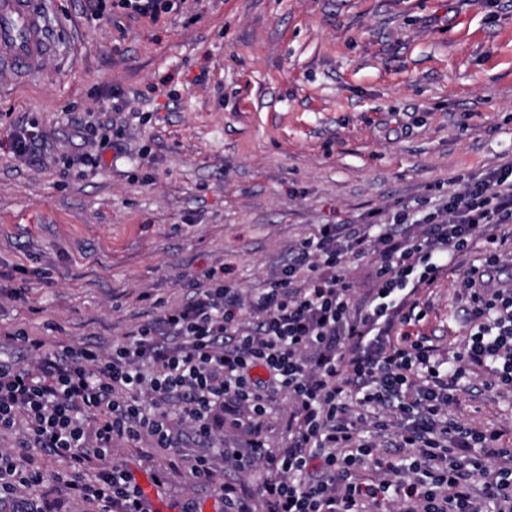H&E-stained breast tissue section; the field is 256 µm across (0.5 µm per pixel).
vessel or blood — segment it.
Returning a JSON list of instances; mask_svg holds the SVG:
<instances>
[{"label": "vessel or blood", "mask_w": 512, "mask_h": 512, "mask_svg": "<svg viewBox=\"0 0 512 512\" xmlns=\"http://www.w3.org/2000/svg\"><path fill=\"white\" fill-rule=\"evenodd\" d=\"M46 0H0V79L38 73L54 48Z\"/></svg>", "instance_id": "b4317fda"}]
</instances>
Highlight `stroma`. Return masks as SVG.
I'll return each mask as SVG.
<instances>
[{
  "instance_id": "1",
  "label": "stroma",
  "mask_w": 512,
  "mask_h": 512,
  "mask_svg": "<svg viewBox=\"0 0 512 512\" xmlns=\"http://www.w3.org/2000/svg\"><path fill=\"white\" fill-rule=\"evenodd\" d=\"M47 22L57 43L41 71L0 83V326L53 347L121 341L142 293L177 304L214 268L258 292L318 225L429 212L449 178L512 159V0H184L155 23L49 0ZM116 93L131 108L121 155L64 171L67 118ZM25 123L45 134L31 161L7 148ZM423 301L419 332L458 346L469 325L456 277ZM288 411L280 396L259 431L221 437L283 447ZM452 413L512 448V393L476 380ZM196 451L190 434L180 451L116 438L111 461L143 487L162 477L165 512H224L221 483L268 477L215 453L211 479H195L181 456ZM35 462L44 484L16 500L98 512L57 483L64 458Z\"/></svg>"
}]
</instances>
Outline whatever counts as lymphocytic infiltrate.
Instances as JSON below:
<instances>
[{"label": "lymphocytic infiltrate", "instance_id": "1", "mask_svg": "<svg viewBox=\"0 0 512 512\" xmlns=\"http://www.w3.org/2000/svg\"><path fill=\"white\" fill-rule=\"evenodd\" d=\"M453 184L422 216L322 225L249 299L211 272L186 302L154 301L107 352L0 331V431L24 424V448L65 458L61 483L107 512H145L132 475L110 462L113 437L178 448L187 429L208 440L227 419L253 427L284 394L285 447L222 449L237 469L270 473L250 490L222 484L224 512H251L254 496L270 512H512V448L450 413L463 380L512 391V277L500 255L512 241V160ZM369 251L375 285L359 299L343 269ZM456 271L470 325L461 347L445 358L429 336L396 335L418 321L422 291ZM15 346L35 363L2 356ZM43 480L0 452V504Z\"/></svg>", "mask_w": 512, "mask_h": 512}]
</instances>
